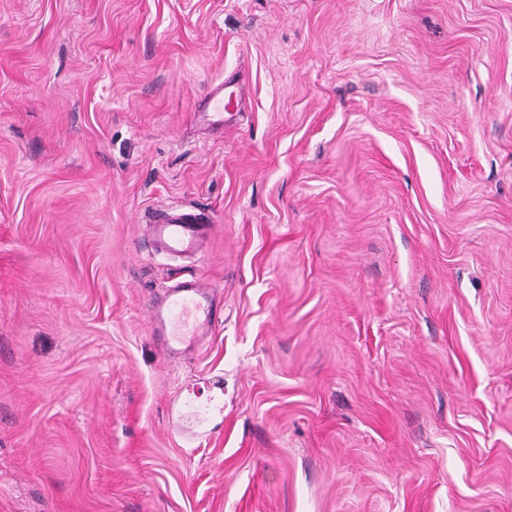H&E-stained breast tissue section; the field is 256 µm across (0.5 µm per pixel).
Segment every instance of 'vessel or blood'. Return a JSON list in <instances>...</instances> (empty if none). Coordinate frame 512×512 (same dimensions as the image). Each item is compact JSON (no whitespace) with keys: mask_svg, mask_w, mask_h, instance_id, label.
Instances as JSON below:
<instances>
[{"mask_svg":"<svg viewBox=\"0 0 512 512\" xmlns=\"http://www.w3.org/2000/svg\"><path fill=\"white\" fill-rule=\"evenodd\" d=\"M213 103L216 124H223L224 114L238 105L236 92L214 88ZM158 253L170 256L191 255L200 251L208 241L213 221L204 208L177 205L152 210L143 217ZM215 290L200 277L189 275L178 278L162 302L149 306V323L153 332L165 335L167 353H175L187 339L207 335L218 320Z\"/></svg>","mask_w":512,"mask_h":512,"instance_id":"1","label":"vessel or blood"}]
</instances>
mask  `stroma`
<instances>
[{
  "label": "stroma",
  "instance_id": "stroma-1",
  "mask_svg": "<svg viewBox=\"0 0 512 512\" xmlns=\"http://www.w3.org/2000/svg\"><path fill=\"white\" fill-rule=\"evenodd\" d=\"M0 512H512V0H0ZM210 100L213 103V109L215 110V112H200L199 115H201L203 119L212 116L215 118L213 124L223 126L224 110L231 111L232 109L238 106V95L234 91L225 93L224 83L222 82L216 88H214L210 96ZM142 223L152 236L156 252L169 257L191 255L200 251L213 229L212 217L198 206L177 205L152 209ZM176 281L162 303L150 304L148 313L151 330L170 336L165 348L168 355L178 351L179 346L207 335L219 318L212 286L192 274L177 277Z\"/></svg>",
  "mask_w": 512,
  "mask_h": 512
}]
</instances>
